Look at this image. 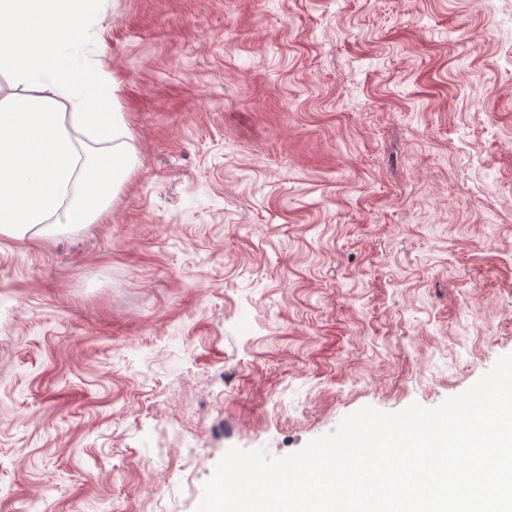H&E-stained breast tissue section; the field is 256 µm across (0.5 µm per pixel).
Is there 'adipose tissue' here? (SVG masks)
Wrapping results in <instances>:
<instances>
[{"mask_svg": "<svg viewBox=\"0 0 512 512\" xmlns=\"http://www.w3.org/2000/svg\"><path fill=\"white\" fill-rule=\"evenodd\" d=\"M98 0H0V234L25 237L53 222L78 231L100 219L135 160L121 144L114 82L89 63ZM113 139L95 155L70 127Z\"/></svg>", "mask_w": 512, "mask_h": 512, "instance_id": "adipose-tissue-1", "label": "adipose tissue"}]
</instances>
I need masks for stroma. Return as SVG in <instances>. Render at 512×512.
Returning a JSON list of instances; mask_svg holds the SVG:
<instances>
[{
    "instance_id": "stroma-1",
    "label": "stroma",
    "mask_w": 512,
    "mask_h": 512,
    "mask_svg": "<svg viewBox=\"0 0 512 512\" xmlns=\"http://www.w3.org/2000/svg\"><path fill=\"white\" fill-rule=\"evenodd\" d=\"M137 157L0 234V512H195L512 354V0H99Z\"/></svg>"
}]
</instances>
